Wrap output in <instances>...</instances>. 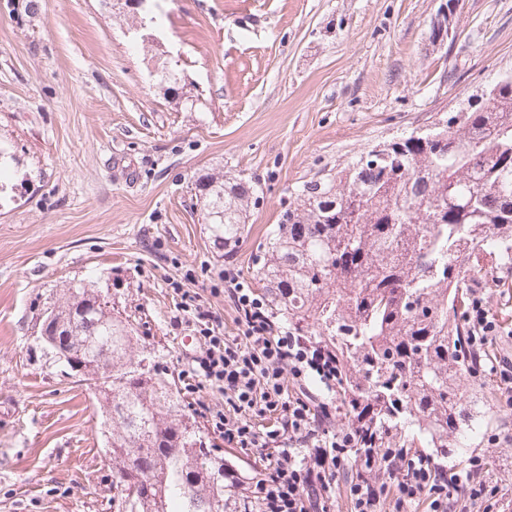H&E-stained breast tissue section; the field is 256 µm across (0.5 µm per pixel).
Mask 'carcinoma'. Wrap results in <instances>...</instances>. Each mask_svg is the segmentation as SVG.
Returning a JSON list of instances; mask_svg holds the SVG:
<instances>
[{"label":"carcinoma","instance_id":"1","mask_svg":"<svg viewBox=\"0 0 512 512\" xmlns=\"http://www.w3.org/2000/svg\"><path fill=\"white\" fill-rule=\"evenodd\" d=\"M448 120L446 143L412 136L387 157L351 163L303 182L300 203L269 231L255 279L288 330L336 356L348 422L375 448L421 444L448 458V437L482 436L488 396L465 319L469 290L512 267V78ZM195 197L213 243L235 246L255 187L238 178L197 179ZM53 317L60 323L95 299L86 286ZM79 348L112 350V459L124 512H238L233 494H207L224 473L194 431L175 380L149 363L132 368L129 319L100 308Z\"/></svg>","mask_w":512,"mask_h":512}]
</instances>
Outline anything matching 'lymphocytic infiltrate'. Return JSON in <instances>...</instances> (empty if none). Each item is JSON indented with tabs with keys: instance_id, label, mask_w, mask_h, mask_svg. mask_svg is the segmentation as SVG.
<instances>
[{
	"instance_id": "f902f5d3",
	"label": "lymphocytic infiltrate",
	"mask_w": 512,
	"mask_h": 512,
	"mask_svg": "<svg viewBox=\"0 0 512 512\" xmlns=\"http://www.w3.org/2000/svg\"><path fill=\"white\" fill-rule=\"evenodd\" d=\"M224 295L233 305L238 333L203 305L183 306L205 340L200 368L224 394L230 415L223 420L224 443L255 451L254 499L258 512H329L344 494L350 512H493L496 487L480 480L482 457L469 460L468 473L438 470L428 458L405 448H365L354 429L328 430L327 409H316L317 392L336 394V360L318 345L278 327L268 304L239 270L224 271ZM468 319L476 352H486L497 318L484 291H470ZM319 391H312L310 382ZM302 457H294V448ZM377 482H369V473Z\"/></svg>"
}]
</instances>
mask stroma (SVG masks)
I'll use <instances>...</instances> for the list:
<instances>
[{
    "label": "stroma",
    "instance_id": "stroma-1",
    "mask_svg": "<svg viewBox=\"0 0 512 512\" xmlns=\"http://www.w3.org/2000/svg\"><path fill=\"white\" fill-rule=\"evenodd\" d=\"M435 0H0V512H123L86 385L49 362L34 333L71 283L135 320L138 346L174 377L214 455L251 495L250 450L214 426L224 409L194 368L204 339L181 311L236 312L219 274L252 279L270 225L305 180L373 145L449 118L512 74V0H462L444 45ZM165 67L178 75L164 83ZM194 98L196 109L186 100ZM257 183L249 229L214 247L197 176ZM512 358V276L488 285ZM484 457L495 512H512V405L491 392Z\"/></svg>",
    "mask_w": 512,
    "mask_h": 512
}]
</instances>
